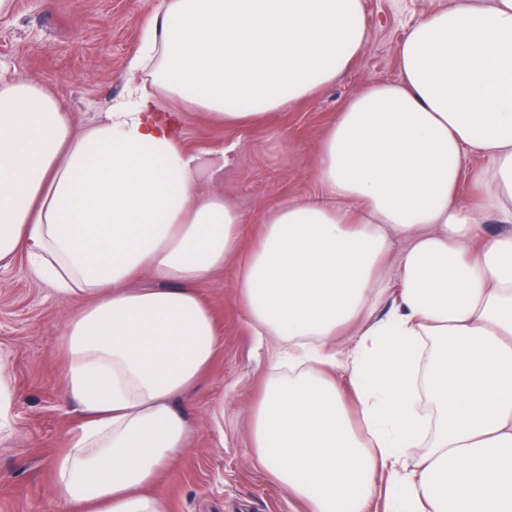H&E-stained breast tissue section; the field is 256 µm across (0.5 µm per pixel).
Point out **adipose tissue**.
<instances>
[{
    "mask_svg": "<svg viewBox=\"0 0 512 512\" xmlns=\"http://www.w3.org/2000/svg\"><path fill=\"white\" fill-rule=\"evenodd\" d=\"M365 37L363 0H162L128 61L150 85L80 127L38 79L0 75V263L24 255L85 300L59 341L77 422L56 512H168L155 486L188 435L169 401L222 344L196 285L231 259L255 335L282 341L250 438L284 496L512 512V0H435L399 79L328 127L319 195L268 208L248 247L156 99L258 125L335 83ZM145 270L159 287H133Z\"/></svg>",
    "mask_w": 512,
    "mask_h": 512,
    "instance_id": "1",
    "label": "adipose tissue"
}]
</instances>
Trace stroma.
<instances>
[{"mask_svg":"<svg viewBox=\"0 0 512 512\" xmlns=\"http://www.w3.org/2000/svg\"><path fill=\"white\" fill-rule=\"evenodd\" d=\"M363 3L366 40L346 73L262 125L228 129L158 95L179 117L182 146L221 165L197 191L223 195L239 209L245 242L257 235L269 206L318 194L314 165L326 129L350 95L398 79V43L433 5ZM148 16L147 0H14L12 13L0 17V69L37 77L76 124H89L139 82L127 61ZM235 279L231 261L198 288L223 344L190 393L171 401L187 419L188 443L156 491L169 512H302L257 466L250 448L249 412L277 341L254 336ZM79 304L32 277L23 261L0 265V512H50L51 463L76 421L65 399L59 340Z\"/></svg>","mask_w":512,"mask_h":512,"instance_id":"1","label":"stroma"}]
</instances>
